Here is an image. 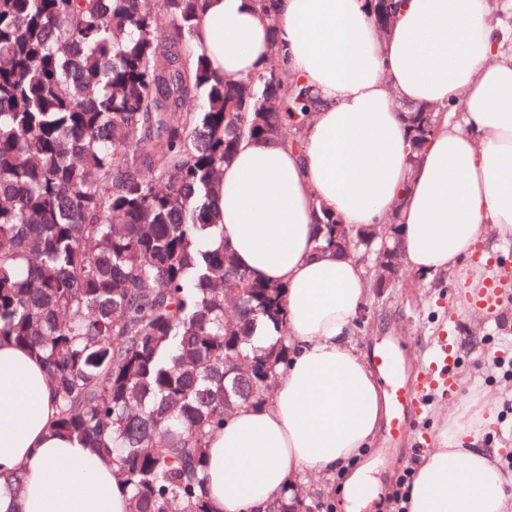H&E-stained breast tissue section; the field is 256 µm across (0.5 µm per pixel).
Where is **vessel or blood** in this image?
Returning <instances> with one entry per match:
<instances>
[{
    "instance_id": "obj_1",
    "label": "vessel or blood",
    "mask_w": 512,
    "mask_h": 512,
    "mask_svg": "<svg viewBox=\"0 0 512 512\" xmlns=\"http://www.w3.org/2000/svg\"><path fill=\"white\" fill-rule=\"evenodd\" d=\"M455 357L453 347L442 344L407 379L400 374L401 355L395 347L384 345L374 349L373 362L386 380L392 436L397 437L403 433L406 413L423 412L434 389L441 388L451 393L457 390V380L451 371Z\"/></svg>"
}]
</instances>
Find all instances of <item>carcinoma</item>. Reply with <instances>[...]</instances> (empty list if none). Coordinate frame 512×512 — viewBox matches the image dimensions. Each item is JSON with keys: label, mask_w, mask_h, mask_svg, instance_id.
Returning a JSON list of instances; mask_svg holds the SVG:
<instances>
[{"label": "carcinoma", "mask_w": 512, "mask_h": 512, "mask_svg": "<svg viewBox=\"0 0 512 512\" xmlns=\"http://www.w3.org/2000/svg\"><path fill=\"white\" fill-rule=\"evenodd\" d=\"M201 11L0 0V339L43 363L54 430L112 466L129 512H217L209 438L225 410L266 405L288 359L281 289L206 241L239 144H299L316 101L279 64L214 73L193 45ZM436 118L415 111L414 147ZM320 212L326 249L344 233ZM265 319L284 328L261 350ZM24 482L0 474L16 496Z\"/></svg>", "instance_id": "cac0c4a2"}]
</instances>
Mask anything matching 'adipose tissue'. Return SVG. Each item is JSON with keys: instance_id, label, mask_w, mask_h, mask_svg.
<instances>
[{"instance_id": "obj_1", "label": "adipose tissue", "mask_w": 512, "mask_h": 512, "mask_svg": "<svg viewBox=\"0 0 512 512\" xmlns=\"http://www.w3.org/2000/svg\"><path fill=\"white\" fill-rule=\"evenodd\" d=\"M398 2L384 33L369 0H281L273 32L255 0L204 2L195 42L212 70L259 73L275 39L318 100L300 148L248 140L224 166V243L283 288L291 353L272 402L211 436L207 488L220 512H264L299 474L347 465L388 413L348 342L367 284L352 257L317 250L320 206L356 228L396 214L404 265L422 276L460 269L482 238H512V28L489 0ZM421 105L461 116L437 120L414 154L408 109ZM57 413L41 362L0 340V472L25 475L0 512H127L93 450L53 433ZM472 429L446 414L408 512H512L489 454L460 445Z\"/></svg>"}]
</instances>
